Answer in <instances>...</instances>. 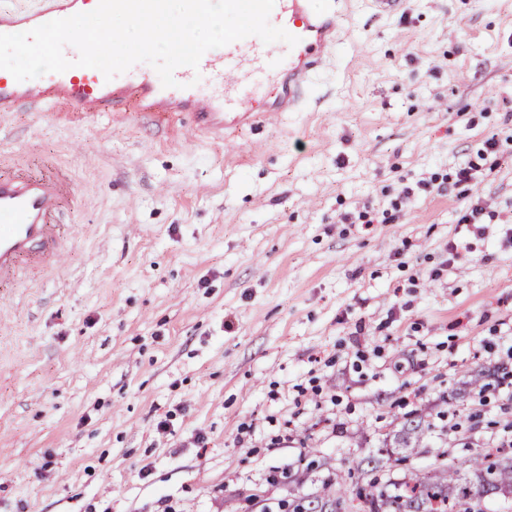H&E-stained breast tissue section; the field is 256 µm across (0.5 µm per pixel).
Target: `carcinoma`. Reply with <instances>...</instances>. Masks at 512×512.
<instances>
[{"label":"carcinoma","mask_w":512,"mask_h":512,"mask_svg":"<svg viewBox=\"0 0 512 512\" xmlns=\"http://www.w3.org/2000/svg\"><path fill=\"white\" fill-rule=\"evenodd\" d=\"M431 424L424 417L403 423L398 434V447L410 451L420 447ZM497 456L480 452L464 461H452L447 467L432 472L415 471L401 482L380 485L371 480L357 490L356 496L364 503L362 512H438L435 502L450 503L460 507L459 512H482L473 503L464 506L462 486L467 477H487L491 496L512 499V455ZM350 475L334 474L322 484V494L307 504L296 507L298 512H336V505L350 495Z\"/></svg>","instance_id":"cac0c4a2"}]
</instances>
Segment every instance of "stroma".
Wrapping results in <instances>:
<instances>
[{"mask_svg": "<svg viewBox=\"0 0 512 512\" xmlns=\"http://www.w3.org/2000/svg\"><path fill=\"white\" fill-rule=\"evenodd\" d=\"M336 2L309 105L224 139L0 115V172L77 189L65 266L0 286V512H288L417 410L380 480L512 435V0ZM431 430V424L423 416L417 420H410L403 423L398 434V446L395 448H406L411 452L415 448H420L425 434Z\"/></svg>", "mask_w": 512, "mask_h": 512, "instance_id": "obj_1", "label": "stroma"}]
</instances>
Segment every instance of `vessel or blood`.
<instances>
[{
	"label": "vessel or blood",
	"instance_id": "obj_1",
	"mask_svg": "<svg viewBox=\"0 0 512 512\" xmlns=\"http://www.w3.org/2000/svg\"><path fill=\"white\" fill-rule=\"evenodd\" d=\"M98 0H31L0 6V34L30 30L46 22L93 10ZM271 25L296 36L289 49L250 36L205 53L198 68L179 67L176 84L163 87L143 64L105 79L96 69L76 67L19 82L0 71V114L28 107L43 112L64 105L70 112H123L129 106L159 115H188L197 131L227 136L257 120L260 111L290 112L308 102L312 73L329 53L338 29L336 10L312 11L310 0H275ZM272 98H265L267 88ZM76 195L65 170L32 176L18 170L0 176V284L20 279L26 267L52 269L67 251L57 224Z\"/></svg>",
	"mask_w": 512,
	"mask_h": 512
}]
</instances>
